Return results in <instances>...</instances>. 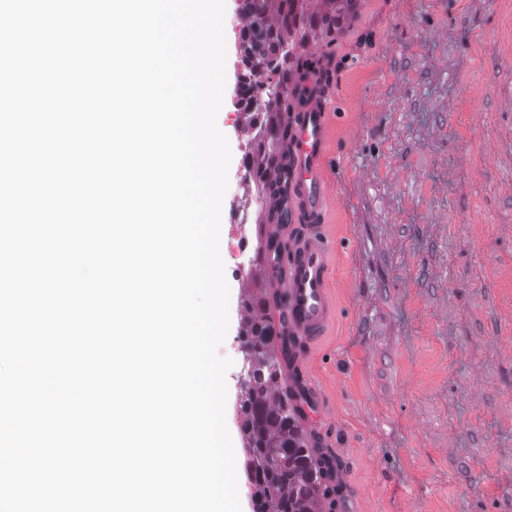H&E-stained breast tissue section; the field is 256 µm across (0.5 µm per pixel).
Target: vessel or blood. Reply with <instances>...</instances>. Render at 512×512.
I'll return each instance as SVG.
<instances>
[{
	"label": "vessel or blood",
	"mask_w": 512,
	"mask_h": 512,
	"mask_svg": "<svg viewBox=\"0 0 512 512\" xmlns=\"http://www.w3.org/2000/svg\"><path fill=\"white\" fill-rule=\"evenodd\" d=\"M302 86L303 104L284 115L293 134L284 201L288 222L271 226L270 231L288 240L287 263L272 271L274 282L282 286L288 299V318L282 327L288 345V386L314 401L318 391L302 364L308 351L327 335L336 315L330 290L331 250L323 232L330 194V105L320 73H309Z\"/></svg>",
	"instance_id": "vessel-or-blood-1"
}]
</instances>
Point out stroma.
I'll return each instance as SVG.
<instances>
[{
  "label": "stroma",
  "instance_id": "obj_1",
  "mask_svg": "<svg viewBox=\"0 0 512 512\" xmlns=\"http://www.w3.org/2000/svg\"><path fill=\"white\" fill-rule=\"evenodd\" d=\"M227 117L241 71L226 32ZM328 59L337 314L306 359L335 466L331 512H512V0H358ZM264 218L230 164L225 209ZM226 423L241 447L230 344Z\"/></svg>",
  "mask_w": 512,
  "mask_h": 512
}]
</instances>
